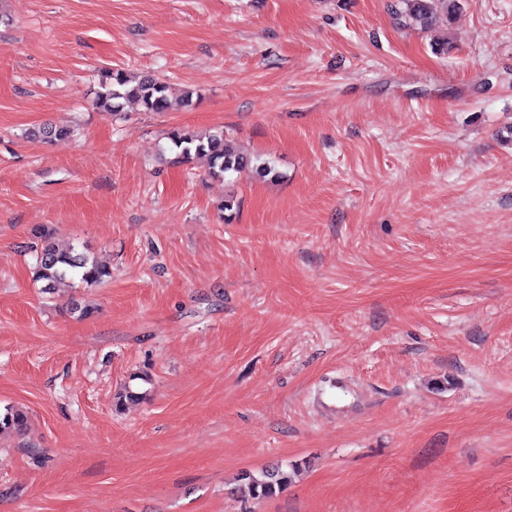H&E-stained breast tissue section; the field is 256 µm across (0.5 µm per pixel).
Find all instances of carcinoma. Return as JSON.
<instances>
[{"instance_id":"1","label":"carcinoma","mask_w":512,"mask_h":512,"mask_svg":"<svg viewBox=\"0 0 512 512\" xmlns=\"http://www.w3.org/2000/svg\"><path fill=\"white\" fill-rule=\"evenodd\" d=\"M456 8L455 0H395L398 16L408 20L421 31H431L440 21V14H448V8ZM131 102L139 104L148 112H166L172 107L171 86L163 79L143 73L137 77L123 69L105 72L96 100L100 111L111 116L123 112ZM31 135L46 142L61 141L75 135L69 126L46 125L31 131ZM169 140L177 150V158L189 161L195 156L208 159L211 173L223 176L230 172L252 171L258 177H278L274 168L266 161L253 159L233 150L224 139V131H215L200 136L191 130L178 129ZM36 262L33 280L41 285V291L52 294L60 284L76 280L85 288H93L112 277L111 269L79 252L75 247H56L47 234L39 231L34 235ZM28 429V414L21 409L8 408L0 413V432L11 431L23 434ZM289 475L279 468L265 470L259 475H246L247 488L254 499L270 498L288 485Z\"/></svg>"}]
</instances>
